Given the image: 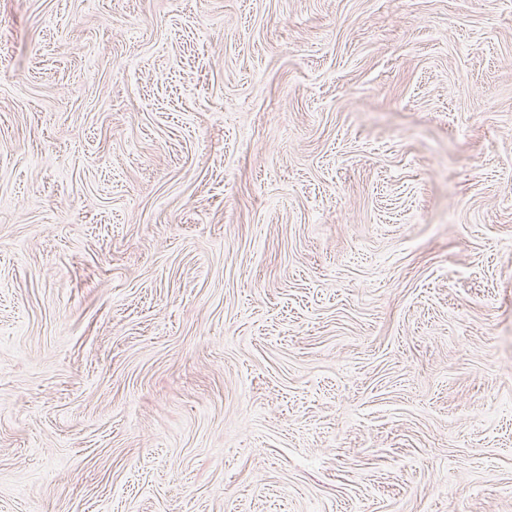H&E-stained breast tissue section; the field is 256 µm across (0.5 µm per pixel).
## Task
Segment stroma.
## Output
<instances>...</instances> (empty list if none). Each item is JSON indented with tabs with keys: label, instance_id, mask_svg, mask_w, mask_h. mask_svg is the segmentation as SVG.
Segmentation results:
<instances>
[{
	"label": "stroma",
	"instance_id": "35a3bbf8",
	"mask_svg": "<svg viewBox=\"0 0 512 512\" xmlns=\"http://www.w3.org/2000/svg\"><path fill=\"white\" fill-rule=\"evenodd\" d=\"M0 512H512V0H0Z\"/></svg>",
	"mask_w": 512,
	"mask_h": 512
}]
</instances>
